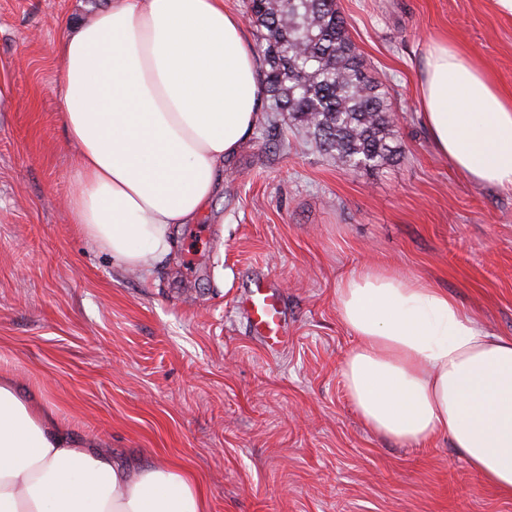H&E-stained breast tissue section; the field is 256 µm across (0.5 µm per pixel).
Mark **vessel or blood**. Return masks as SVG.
<instances>
[{"label": "vessel or blood", "mask_w": 512, "mask_h": 512, "mask_svg": "<svg viewBox=\"0 0 512 512\" xmlns=\"http://www.w3.org/2000/svg\"><path fill=\"white\" fill-rule=\"evenodd\" d=\"M240 304L254 336L272 350L284 345L288 334V312L271 281L252 279L243 290Z\"/></svg>", "instance_id": "b4317fda"}]
</instances>
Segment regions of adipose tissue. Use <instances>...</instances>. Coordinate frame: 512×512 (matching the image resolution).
Returning a JSON list of instances; mask_svg holds the SVG:
<instances>
[{
	"mask_svg": "<svg viewBox=\"0 0 512 512\" xmlns=\"http://www.w3.org/2000/svg\"><path fill=\"white\" fill-rule=\"evenodd\" d=\"M57 50L61 125L79 158L71 222L121 267L151 272L262 118L265 88L244 23L224 0H112ZM419 94L437 152L476 185L512 189V91L439 37L426 48ZM336 300L357 339L340 374L363 423L413 447L448 436L512 498V336L490 331L448 291L383 267L350 273ZM0 512L209 505L189 471L122 465L0 374Z\"/></svg>",
	"mask_w": 512,
	"mask_h": 512,
	"instance_id": "adipose-tissue-1",
	"label": "adipose tissue"
}]
</instances>
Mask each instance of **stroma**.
<instances>
[{"label": "stroma", "instance_id": "1", "mask_svg": "<svg viewBox=\"0 0 512 512\" xmlns=\"http://www.w3.org/2000/svg\"><path fill=\"white\" fill-rule=\"evenodd\" d=\"M110 0H0V373L119 459L173 461L210 512H512L448 439L410 447L360 421L340 378L356 339L336 288L366 265L447 289L512 335V191L434 149L418 73L445 35L512 90L497 0H336L394 118L393 161L348 171L287 117L261 120L222 186L149 275L90 247L66 208L60 24ZM265 277L288 304L272 351L235 305Z\"/></svg>", "mask_w": 512, "mask_h": 512}]
</instances>
